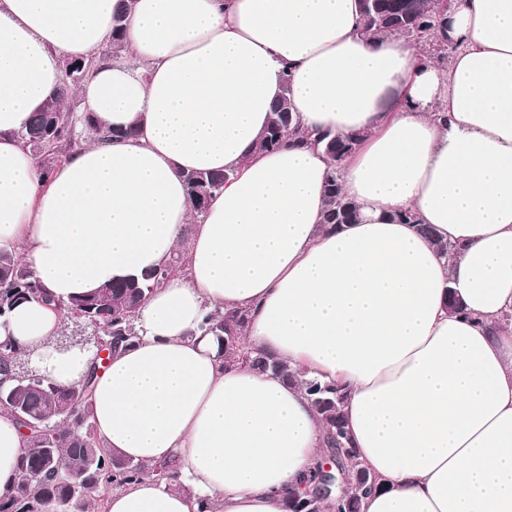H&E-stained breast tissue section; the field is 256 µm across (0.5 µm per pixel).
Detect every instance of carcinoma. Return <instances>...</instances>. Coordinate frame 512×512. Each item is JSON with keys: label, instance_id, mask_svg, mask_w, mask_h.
<instances>
[{"label": "carcinoma", "instance_id": "cac0c4a2", "mask_svg": "<svg viewBox=\"0 0 512 512\" xmlns=\"http://www.w3.org/2000/svg\"><path fill=\"white\" fill-rule=\"evenodd\" d=\"M134 0H118L113 11L112 41L109 51L119 52L125 36V19ZM371 8L360 2L359 33L366 39L378 40L397 35L419 50L423 63H443L457 45L447 41L441 45L436 34L441 24L435 0H371ZM91 64L72 60L63 68V84L59 92L49 98L43 107L33 113L20 139L40 159L45 173H50L63 155L69 154L82 141L76 131L72 110L73 90L87 80ZM299 142L313 140L326 153L330 171L324 185L325 210L322 223L329 226L353 224L359 216L358 206L342 191L340 173L346 161L356 154L368 134L338 135L332 131L311 132L296 121L290 97L289 81H284L282 94L273 104L268 126L261 146L274 149L286 139ZM194 210L202 212L208 200L224 189L233 173L224 171L191 170L183 175ZM185 252L180 251L164 268L144 274L140 278L109 282L90 295L68 301L48 297L22 259L11 253L0 252V317L15 305L36 297L71 315H79L108 342L107 349L129 342L136 337L134 326L138 308L157 288L162 287L172 273L183 268ZM248 315L242 310L210 313L201 330L214 336L218 353L226 359H249L252 368L270 372L301 386L321 415L325 427V444L331 452L347 446L349 437L342 408L346 392L331 381L298 373L288 364L252 347L244 332ZM98 361H93L82 383L61 387L44 378L26 380L18 385L4 386V409L20 414L28 420L43 421L41 427L50 432L49 439L34 436L31 448L17 464L18 477L13 486L0 495V512H89L96 502L103 501L112 488L152 476L165 484H179V473L165 462L152 465L125 459L104 445L96 434L90 407ZM37 448L51 449L59 468L80 470L85 476L78 487L60 481L57 473L46 465Z\"/></svg>", "mask_w": 512, "mask_h": 512}]
</instances>
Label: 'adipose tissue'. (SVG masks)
Listing matches in <instances>:
<instances>
[{"instance_id": "adipose-tissue-1", "label": "adipose tissue", "mask_w": 512, "mask_h": 512, "mask_svg": "<svg viewBox=\"0 0 512 512\" xmlns=\"http://www.w3.org/2000/svg\"><path fill=\"white\" fill-rule=\"evenodd\" d=\"M115 3L0 0V251L66 300L187 248L186 273L139 309V340L91 395L106 447L168 460L187 486L145 476L106 512H199L204 496L285 512L315 467L324 425L304 391L196 333L237 308L251 345L346 391L350 446L381 484L363 512H512V0H457L444 69L404 39H364L358 0H135L108 54ZM66 56L93 61L78 95L116 136L46 175L18 134ZM286 83L302 127L368 132L341 171L356 223L322 222V150L261 148ZM191 170L236 173L200 215ZM402 210L416 223L392 220ZM62 321L18 304L0 343L27 353ZM29 442L0 410V493Z\"/></svg>"}]
</instances>
